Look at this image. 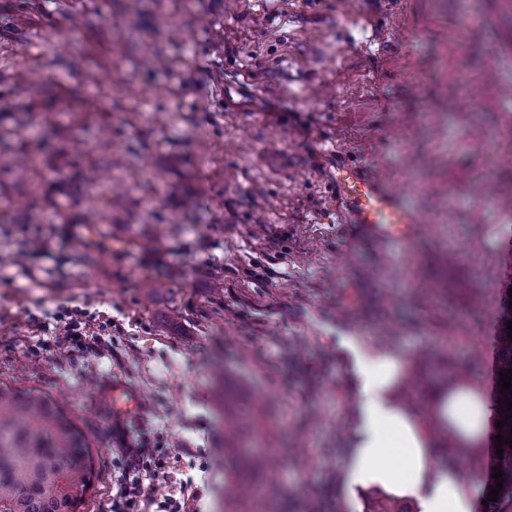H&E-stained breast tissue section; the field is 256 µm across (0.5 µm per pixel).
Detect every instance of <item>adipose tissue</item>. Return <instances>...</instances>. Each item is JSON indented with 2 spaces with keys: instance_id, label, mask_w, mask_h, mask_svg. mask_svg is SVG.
<instances>
[{
  "instance_id": "obj_1",
  "label": "adipose tissue",
  "mask_w": 512,
  "mask_h": 512,
  "mask_svg": "<svg viewBox=\"0 0 512 512\" xmlns=\"http://www.w3.org/2000/svg\"><path fill=\"white\" fill-rule=\"evenodd\" d=\"M342 345L352 357L356 395L343 463L347 489L354 493L377 486L413 499L419 512H475V493L461 483L455 469L436 462L416 411L398 397L403 354L372 349L352 337L343 338ZM435 417L469 444L483 437L492 410L479 391L465 388L437 404Z\"/></svg>"
}]
</instances>
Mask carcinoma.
<instances>
[{"mask_svg":"<svg viewBox=\"0 0 512 512\" xmlns=\"http://www.w3.org/2000/svg\"><path fill=\"white\" fill-rule=\"evenodd\" d=\"M90 448L47 393L0 382V512H76L91 488ZM502 448L501 494L512 501V448Z\"/></svg>","mask_w":512,"mask_h":512,"instance_id":"carcinoma-1","label":"carcinoma"}]
</instances>
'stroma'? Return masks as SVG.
Masks as SVG:
<instances>
[{
  "instance_id": "1",
  "label": "stroma",
  "mask_w": 512,
  "mask_h": 512,
  "mask_svg": "<svg viewBox=\"0 0 512 512\" xmlns=\"http://www.w3.org/2000/svg\"><path fill=\"white\" fill-rule=\"evenodd\" d=\"M0 97V381L87 432L77 512H104L143 437L169 452L158 502L205 464L203 512H393L345 495V336L404 354L429 430L453 389L496 403L512 0H0ZM334 146L424 214L409 242L337 223ZM66 310L98 350L42 349ZM115 381L141 398L123 427Z\"/></svg>"
}]
</instances>
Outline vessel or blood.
Returning <instances> with one entry per match:
<instances>
[{
    "label": "vessel or blood",
    "mask_w": 512,
    "mask_h": 512,
    "mask_svg": "<svg viewBox=\"0 0 512 512\" xmlns=\"http://www.w3.org/2000/svg\"><path fill=\"white\" fill-rule=\"evenodd\" d=\"M336 193L345 206L339 212L343 224H361L382 245L411 239L421 222L409 209L404 194L385 177L365 168L342 163L334 175ZM104 396L112 406L113 421L126 424L140 417L137 392L129 386L113 385Z\"/></svg>",
    "instance_id": "obj_1"
}]
</instances>
